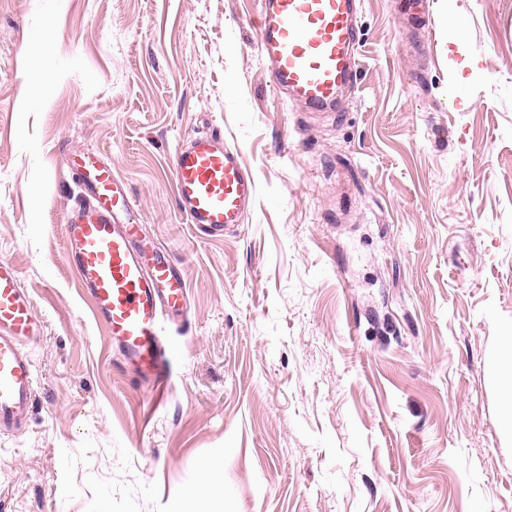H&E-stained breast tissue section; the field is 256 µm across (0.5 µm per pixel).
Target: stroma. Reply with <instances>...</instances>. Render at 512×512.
Returning <instances> with one entry per match:
<instances>
[{
	"label": "stroma",
	"mask_w": 512,
	"mask_h": 512,
	"mask_svg": "<svg viewBox=\"0 0 512 512\" xmlns=\"http://www.w3.org/2000/svg\"><path fill=\"white\" fill-rule=\"evenodd\" d=\"M260 6L0 0V262L43 320L0 512H512V0H363L339 117L272 89ZM215 129L258 193L206 239L173 159ZM87 146L189 287L153 411L65 257ZM501 338L502 348L496 358V366L505 404L502 426L512 432V326L505 329V336Z\"/></svg>",
	"instance_id": "1"
}]
</instances>
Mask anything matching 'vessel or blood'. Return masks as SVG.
Wrapping results in <instances>:
<instances>
[{
  "label": "vessel or blood",
  "mask_w": 512,
  "mask_h": 512,
  "mask_svg": "<svg viewBox=\"0 0 512 512\" xmlns=\"http://www.w3.org/2000/svg\"><path fill=\"white\" fill-rule=\"evenodd\" d=\"M361 9L362 0H262L260 51L273 89L306 109L338 111L357 77ZM70 172L80 197L64 226L67 260L123 363L151 385L155 400H164L167 322L187 317L186 282L145 235L110 165L96 152H82L71 158ZM174 181L181 213L210 237L242 223L257 192L219 133L192 137L176 150ZM41 331L15 267L0 263V436L30 424L37 373L26 347Z\"/></svg>",
  "instance_id": "obj_1"
}]
</instances>
